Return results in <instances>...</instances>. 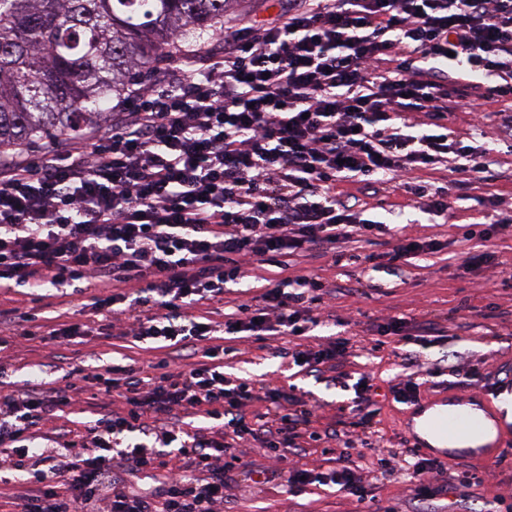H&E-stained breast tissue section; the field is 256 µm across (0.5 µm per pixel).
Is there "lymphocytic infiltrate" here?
<instances>
[{"label":"lymphocytic infiltrate","instance_id":"f902f5d3","mask_svg":"<svg viewBox=\"0 0 512 512\" xmlns=\"http://www.w3.org/2000/svg\"><path fill=\"white\" fill-rule=\"evenodd\" d=\"M258 27L225 34L217 56L203 42L187 50L180 74L130 86L112 107L114 122L84 142L52 145L36 158L0 162V291L52 285L81 292L96 282L93 306L142 341L185 350L198 362L146 371L113 365L91 379L117 392L122 411L102 409L89 426L92 447L47 454L37 425L85 390L69 379L47 390L23 383L0 395V465L10 456L37 464L22 512H224V460L234 441L263 431L272 451L308 438L313 409L276 386L250 387L224 374L227 350L203 305L223 301L254 260L287 269L289 254L373 234L375 222L336 195L337 183L395 184L426 212L445 213L447 188L428 190L413 172L447 166L493 182L491 151L448 135L450 108L512 97V0H298ZM474 80L460 83L456 70ZM329 291L299 274L239 301L225 334L291 337L292 361L335 369L339 338L302 344ZM367 378L353 411L367 450L399 468L417 496L437 495L447 463L384 449L380 413ZM266 402L262 415L245 409ZM201 411L210 428L172 423ZM124 436L123 448L112 439ZM159 474L156 492L136 494L115 471ZM290 490L337 485L365 503L362 474L290 470Z\"/></svg>","mask_w":512,"mask_h":512}]
</instances>
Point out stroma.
Returning a JSON list of instances; mask_svg holds the SVG:
<instances>
[{"mask_svg":"<svg viewBox=\"0 0 512 512\" xmlns=\"http://www.w3.org/2000/svg\"><path fill=\"white\" fill-rule=\"evenodd\" d=\"M509 107L512 102L500 100L483 103L475 116L449 113V130H470L479 142L494 148L500 178L490 189L483 185L465 188L456 184L455 174L449 171L420 172L419 178L425 183L447 186L453 201L448 214L420 213L398 191L366 190L349 181L336 186L342 199L358 198L365 218L385 222L391 214L402 213L406 220L404 233L436 239L440 244L437 252L416 255L399 273L352 262L355 254L382 255L391 251L396 235L388 232L344 243L345 258L338 264L328 256H289V274H317L333 291L317 313L320 323L309 341L317 344L338 337L348 339L342 377H316L289 364L279 355L288 345L284 336L232 339L234 352L224 359L225 373L255 386L271 379L280 387H294L315 407L313 430L323 431L335 422L352 437L359 430L351 413L354 392L350 385L359 375H367L382 406L380 427L389 445L402 452L413 447L414 442L399 425L404 407L394 402L389 382L403 372L399 355L405 347L390 336L382 348L373 349L370 330L389 317L403 315L432 332L431 345L417 351L421 362L434 372L421 389L422 402H430L432 395L439 393L450 401L492 391L512 395V228L488 240L480 235L489 216L481 197L491 190L512 198V151L500 140L497 118L498 111ZM481 252L492 253L491 262L463 269L467 256ZM279 277L278 268H256L254 276L225 294L223 303L211 304L213 320L223 321L235 301L260 294L267 281ZM41 293L43 299L36 304L26 288L0 292V310L33 307L46 328L79 320L86 325L85 333L70 340L47 337L0 343V392L33 377L47 386L58 387L65 385L70 373L80 377L118 363L138 368L169 355L168 349L147 348L101 322L90 307L93 297L99 294L97 288L63 297L48 284ZM105 402L115 411L121 407L118 397L85 392L80 400L62 407L42 425L39 444H52L62 429L74 434L83 432ZM326 447V442H311L279 462L271 458L261 442L245 438L229 473L226 512H358L355 497L333 488L311 486L298 495L288 489L289 468L323 465ZM359 465L370 484V512H386L390 507L396 512H482L481 494L487 485L506 497L496 512H512V453L492 462L473 453L458 457L453 463L455 470L477 469L482 484L468 489L451 486L432 500L417 499L411 486L398 475L381 469L376 458L360 459Z\"/></svg>","mask_w":512,"mask_h":512,"instance_id":"stroma-1","label":"stroma"}]
</instances>
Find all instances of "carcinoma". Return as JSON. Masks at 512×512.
I'll return each mask as SVG.
<instances>
[{
    "instance_id": "cac0c4a2",
    "label": "carcinoma",
    "mask_w": 512,
    "mask_h": 512,
    "mask_svg": "<svg viewBox=\"0 0 512 512\" xmlns=\"http://www.w3.org/2000/svg\"><path fill=\"white\" fill-rule=\"evenodd\" d=\"M235 0H0V155L105 125L98 105Z\"/></svg>"
}]
</instances>
